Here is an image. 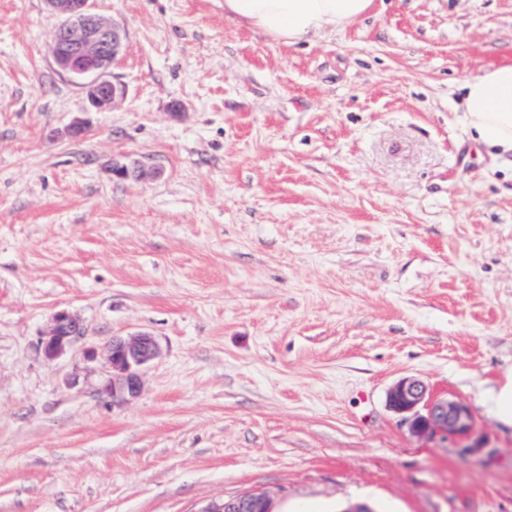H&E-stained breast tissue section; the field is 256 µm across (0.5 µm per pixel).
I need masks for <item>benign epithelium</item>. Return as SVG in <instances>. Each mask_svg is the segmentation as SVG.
I'll return each mask as SVG.
<instances>
[{"label":"benign epithelium","mask_w":512,"mask_h":512,"mask_svg":"<svg viewBox=\"0 0 512 512\" xmlns=\"http://www.w3.org/2000/svg\"><path fill=\"white\" fill-rule=\"evenodd\" d=\"M50 12L62 17L55 28L52 57L58 69L78 83L90 107L97 112L113 109L125 96V87L105 78L127 39L124 29L95 11L93 0H45ZM157 169L125 157L112 161V176L119 180L156 177ZM86 326L66 311L53 315L41 341L44 357L54 361L64 356L73 343L85 336ZM161 354L156 338L147 333L114 337L106 346L84 350L88 361H99L108 369L101 392L121 405L137 398L145 369ZM387 405L403 417L409 430L430 439L464 438L473 426L470 408L452 398L435 399L419 378L405 377L387 393ZM197 512H270L265 493L213 499Z\"/></svg>","instance_id":"7a95c632"}]
</instances>
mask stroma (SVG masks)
I'll return each instance as SVG.
<instances>
[{
  "instance_id": "obj_1",
  "label": "stroma",
  "mask_w": 512,
  "mask_h": 512,
  "mask_svg": "<svg viewBox=\"0 0 512 512\" xmlns=\"http://www.w3.org/2000/svg\"><path fill=\"white\" fill-rule=\"evenodd\" d=\"M94 8L127 33L107 112L44 0H0V512H512V166L454 108L512 59V0H374L296 46L224 0ZM60 311L87 334L50 363ZM141 332L162 354L113 405L84 350ZM406 376L470 407L469 444L410 432ZM159 174V170L147 168L139 159L125 157L112 162V176L119 180H140ZM495 413L500 422L512 427V372L495 392ZM270 498L265 493L243 494L230 498L213 499L197 512H270Z\"/></svg>"
}]
</instances>
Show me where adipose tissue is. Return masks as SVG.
<instances>
[{"mask_svg": "<svg viewBox=\"0 0 512 512\" xmlns=\"http://www.w3.org/2000/svg\"><path fill=\"white\" fill-rule=\"evenodd\" d=\"M373 0H224V15L290 45L345 30ZM457 104L470 141L496 160L512 161V61L466 77Z\"/></svg>", "mask_w": 512, "mask_h": 512, "instance_id": "1", "label": "adipose tissue"}]
</instances>
